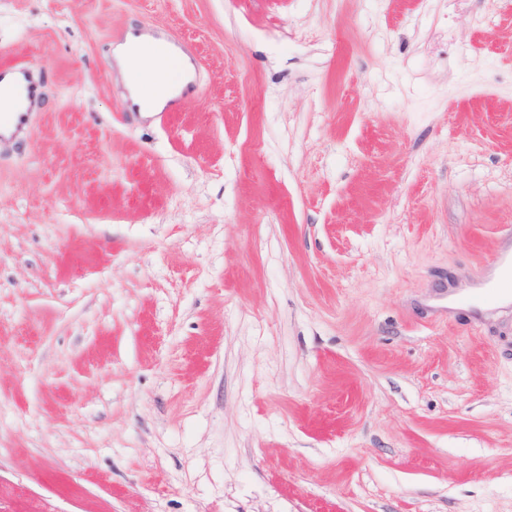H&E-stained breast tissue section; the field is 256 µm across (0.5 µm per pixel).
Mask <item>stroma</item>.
Masks as SVG:
<instances>
[{"label":"stroma","instance_id":"stroma-1","mask_svg":"<svg viewBox=\"0 0 512 512\" xmlns=\"http://www.w3.org/2000/svg\"><path fill=\"white\" fill-rule=\"evenodd\" d=\"M192 45L176 112L112 51ZM0 512H512V0H0ZM144 42H161L156 47L159 55L175 57L182 49L181 45L174 40L163 41L149 34L130 32L125 41L113 50V58L121 70L125 86L132 102L138 106L139 112H154L162 107L166 99L152 102L143 101V84L145 76L155 68L154 58L146 53H137L138 45ZM10 73L12 79L5 81ZM40 84L22 67L0 69V136L24 138L29 129L31 109L40 96ZM499 266L510 272V288H503L500 283L490 281L472 293L471 302L480 306L496 305L504 297V290H509L512 298V253L502 254L499 257Z\"/></svg>","mask_w":512,"mask_h":512}]
</instances>
